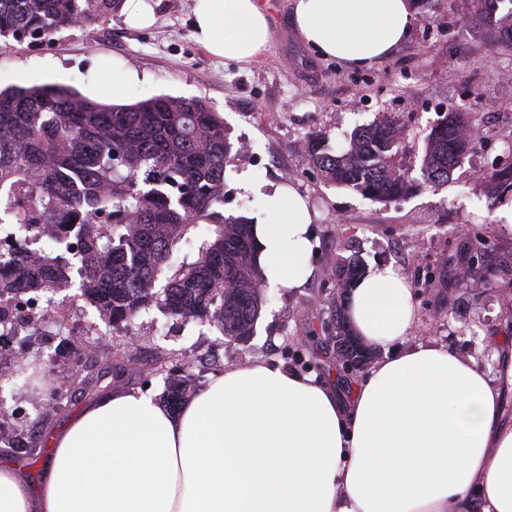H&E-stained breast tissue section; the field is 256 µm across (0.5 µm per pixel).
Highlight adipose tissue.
Returning <instances> with one entry per match:
<instances>
[{
	"mask_svg": "<svg viewBox=\"0 0 512 512\" xmlns=\"http://www.w3.org/2000/svg\"><path fill=\"white\" fill-rule=\"evenodd\" d=\"M413 0H293L292 22L322 57L369 67L392 55ZM193 35L247 65L266 50L260 0H192ZM313 214L293 187L264 198L253 227L269 287H302ZM410 282L382 264L354 286L356 336L387 354L349 399L254 359L211 375L171 411L147 391L115 389L50 439L39 484L0 463V512H512V423L503 397L454 350L409 344ZM402 351H394V344Z\"/></svg>",
	"mask_w": 512,
	"mask_h": 512,
	"instance_id": "ef3b65f1",
	"label": "adipose tissue"
}]
</instances>
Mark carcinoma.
Segmentation results:
<instances>
[{"label": "carcinoma", "mask_w": 512, "mask_h": 512, "mask_svg": "<svg viewBox=\"0 0 512 512\" xmlns=\"http://www.w3.org/2000/svg\"><path fill=\"white\" fill-rule=\"evenodd\" d=\"M122 0H0V42L51 40L79 22H105ZM473 126L450 112L432 127L423 157V182L394 164L399 130L391 120L357 129L333 154L313 140L307 148L324 179L365 198L388 203L423 186L448 181L472 138ZM236 156L224 118L196 97L158 95L130 104L89 98L63 85L0 88V235L17 226L10 264L0 274V333L36 328L12 306L78 287L108 324H131L156 306L187 323L215 327L227 343L254 336L266 301L250 221L224 214V180ZM208 226L192 257L172 262L193 229ZM46 236L50 251L32 252ZM337 292L319 339L358 369L372 348L352 333L351 288L362 276L353 256L332 270ZM93 324L75 323L69 346L84 345ZM112 373L107 362L81 378L92 391ZM195 391L192 374L166 378L164 399L175 409Z\"/></svg>", "instance_id": "cac0c4a2"}]
</instances>
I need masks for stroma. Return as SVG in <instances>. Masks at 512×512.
I'll use <instances>...</instances> for the list:
<instances>
[{
    "label": "stroma",
    "mask_w": 512,
    "mask_h": 512,
    "mask_svg": "<svg viewBox=\"0 0 512 512\" xmlns=\"http://www.w3.org/2000/svg\"><path fill=\"white\" fill-rule=\"evenodd\" d=\"M417 19L394 55L371 68H348L307 47L291 23L293 0H264L270 22L267 51L248 66L217 58L192 36L191 0H151L156 21L138 29L124 12L102 24L76 26L53 40L0 48V87L65 85L111 101L110 72L129 73L122 102L160 94L198 97L223 117L236 167L227 170L224 212L257 221L260 183L286 184L315 213V249L304 287L269 288L256 326L244 344L225 343L216 328L184 323L151 308L132 325L109 327L71 288L54 295L68 323L50 319L21 332L20 353L0 348V372L18 361L36 364L42 389L0 388V402L19 407L12 423L19 440L36 435L35 454L0 444V460L23 466L38 480L47 459L43 440L60 430L96 394L75 379L115 358L117 371L99 390L115 386L153 393L167 370L189 364L197 386L210 374L250 358L307 372L349 396L351 384L334 355L312 357L309 334H321L327 301L336 291V261L358 254L365 266L393 264L411 283L419 319L412 342L436 341L498 376L512 355V224L496 212L512 188L492 189L489 175L512 168V49L475 0H420ZM472 113L479 133L439 188L378 203L325 182L307 152L309 137L326 148L353 130L393 118L401 130L397 167L421 182L425 138L446 113ZM481 176H474V169ZM97 324L88 339L92 361L67 356L69 322Z\"/></svg>",
    "instance_id": "stroma-1"
}]
</instances>
